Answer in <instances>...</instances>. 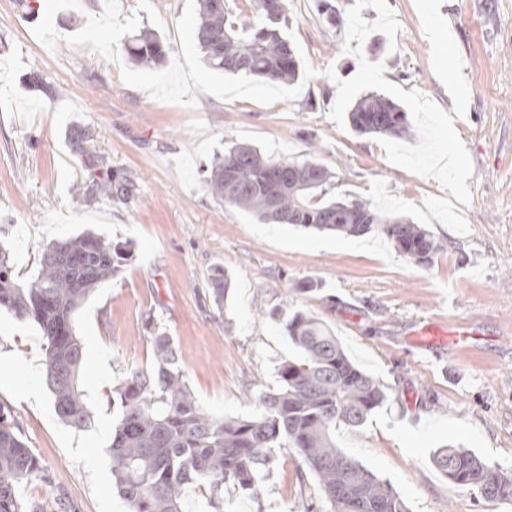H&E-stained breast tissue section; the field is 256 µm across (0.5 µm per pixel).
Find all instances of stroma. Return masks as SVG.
Instances as JSON below:
<instances>
[{
  "label": "stroma",
  "mask_w": 512,
  "mask_h": 512,
  "mask_svg": "<svg viewBox=\"0 0 512 512\" xmlns=\"http://www.w3.org/2000/svg\"><path fill=\"white\" fill-rule=\"evenodd\" d=\"M333 2L335 28L315 0H290L301 76L276 87L204 65L196 0H0V244L25 279L43 246L87 229L130 251L75 321L89 428L56 415L38 328L0 309V404L47 475L20 486L23 501L128 512L112 490L110 397L150 367L154 329L204 410L249 417L298 355L281 320L301 309L386 387L363 427L337 428L338 447L410 512H512V499H485L432 463L452 445L512 475V0ZM144 29L166 46L159 69L128 58ZM36 72L56 93L34 87ZM370 92L406 111L411 138L352 130L348 113ZM77 127L88 153L70 146ZM228 140L316 157L336 172L337 197L422 225L439 255L422 267L379 234L261 224L216 202L205 179ZM93 153L134 182L130 200L73 203ZM218 267L231 282L220 308L208 293ZM429 321L472 334L460 348L416 343ZM300 465L278 452L261 496L225 489L224 512H326L300 492Z\"/></svg>",
  "instance_id": "stroma-1"
}]
</instances>
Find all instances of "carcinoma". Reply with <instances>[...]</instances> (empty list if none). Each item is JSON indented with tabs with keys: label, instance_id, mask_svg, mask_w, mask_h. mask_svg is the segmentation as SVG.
I'll return each instance as SVG.
<instances>
[{
	"label": "carcinoma",
	"instance_id": "carcinoma-1",
	"mask_svg": "<svg viewBox=\"0 0 512 512\" xmlns=\"http://www.w3.org/2000/svg\"><path fill=\"white\" fill-rule=\"evenodd\" d=\"M197 39L206 65L230 75L291 84L299 64L288 42V0H249L252 24L237 29L224 0H197ZM165 45L146 30L128 47L131 61L156 69ZM360 134L405 139L411 136L403 108L383 95L360 98L349 112ZM99 178L91 196L127 200L133 186L97 159ZM207 191L225 205L263 224H293L344 236L377 232L405 257L429 265L441 246L418 224L385 214L358 198L336 200V173L310 157L270 156L247 144L231 143L215 156ZM129 251L92 232L44 246L35 276L22 281L9 252L0 246V308L35 322L45 351V379L59 419L81 429L92 410L80 387L83 346L75 333L76 313L112 280ZM208 286L217 307L229 288L226 274L214 270ZM298 356L276 368L278 386L259 398V410L246 418L207 413L177 366L170 337L153 336L151 370H131L112 387V485L130 512H182L184 490L209 491L211 512H222L224 489L257 497L260 473L276 451L294 449L310 472L328 512H409L386 481L352 460L336 445V428L362 427L387 400L383 383L351 361L332 329L296 310L285 323ZM432 462L449 480L486 498L511 499L512 477L472 451L443 447ZM47 481L38 459L17 431L10 409L0 404V512H44L22 501L20 484Z\"/></svg>",
	"mask_w": 512,
	"mask_h": 512
}]
</instances>
